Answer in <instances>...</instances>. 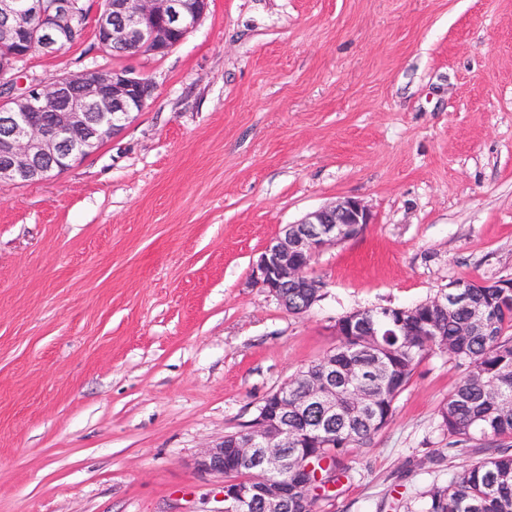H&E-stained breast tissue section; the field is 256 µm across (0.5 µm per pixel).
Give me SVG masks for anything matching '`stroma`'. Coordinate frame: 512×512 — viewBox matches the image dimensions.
<instances>
[{
  "label": "stroma",
  "instance_id": "stroma-1",
  "mask_svg": "<svg viewBox=\"0 0 512 512\" xmlns=\"http://www.w3.org/2000/svg\"><path fill=\"white\" fill-rule=\"evenodd\" d=\"M90 44L35 56L93 66ZM155 91L70 169L0 185V512H221L200 452L336 344L356 310L512 277V0H210ZM344 198L302 315L252 281L286 225ZM461 371L424 357L321 512H422L489 456L451 451Z\"/></svg>",
  "mask_w": 512,
  "mask_h": 512
}]
</instances>
